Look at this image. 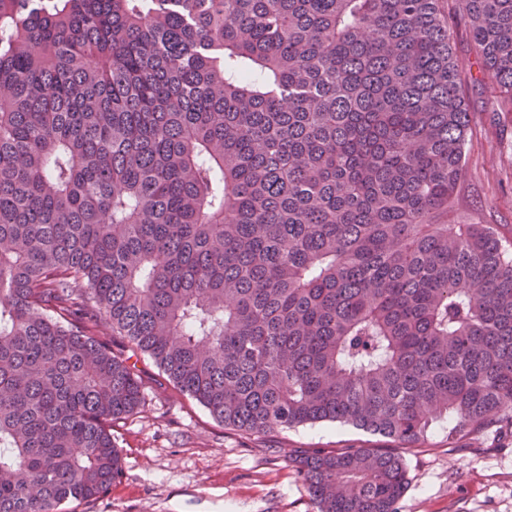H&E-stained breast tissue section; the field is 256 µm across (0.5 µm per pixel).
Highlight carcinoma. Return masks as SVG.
<instances>
[{
	"label": "carcinoma",
	"instance_id": "cac0c4a2",
	"mask_svg": "<svg viewBox=\"0 0 512 512\" xmlns=\"http://www.w3.org/2000/svg\"><path fill=\"white\" fill-rule=\"evenodd\" d=\"M443 0H0V512L123 474L127 352L225 427L512 426V247L447 224L466 78ZM512 97V0H455ZM398 512L403 457L296 460Z\"/></svg>",
	"mask_w": 512,
	"mask_h": 512
}]
</instances>
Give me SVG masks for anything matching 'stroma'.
<instances>
[{"label": "stroma", "instance_id": "stroma-1", "mask_svg": "<svg viewBox=\"0 0 512 512\" xmlns=\"http://www.w3.org/2000/svg\"><path fill=\"white\" fill-rule=\"evenodd\" d=\"M456 59L469 79L467 159L452 224H488L512 241V112L445 0ZM144 389L138 411L112 425L123 476L93 503L64 512H314L295 459L304 453L386 448L388 439L338 422L242 434L217 422L196 400L159 384L139 356ZM408 485L399 512H512V428L475 434L439 422L416 447L402 449Z\"/></svg>", "mask_w": 512, "mask_h": 512}]
</instances>
